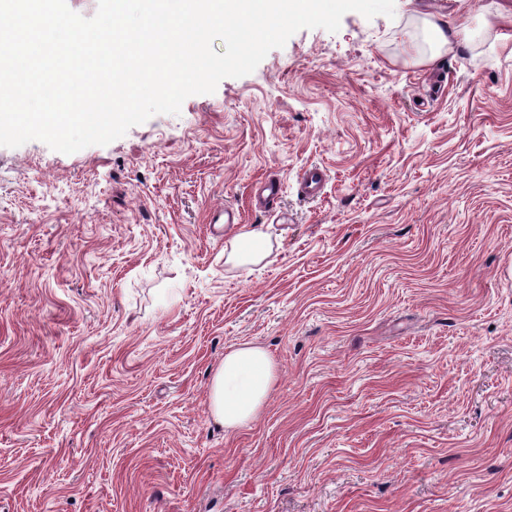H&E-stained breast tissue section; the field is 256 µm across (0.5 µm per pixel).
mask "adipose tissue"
Listing matches in <instances>:
<instances>
[{
    "label": "adipose tissue",
    "mask_w": 512,
    "mask_h": 512,
    "mask_svg": "<svg viewBox=\"0 0 512 512\" xmlns=\"http://www.w3.org/2000/svg\"><path fill=\"white\" fill-rule=\"evenodd\" d=\"M276 379L275 364L262 347L242 343L224 352L210 385V413L228 430L256 419Z\"/></svg>",
    "instance_id": "ef3b65f1"
}]
</instances>
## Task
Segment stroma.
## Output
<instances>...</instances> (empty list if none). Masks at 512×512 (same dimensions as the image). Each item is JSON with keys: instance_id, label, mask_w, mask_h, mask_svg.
<instances>
[{"instance_id": "stroma-1", "label": "stroma", "mask_w": 512, "mask_h": 512, "mask_svg": "<svg viewBox=\"0 0 512 512\" xmlns=\"http://www.w3.org/2000/svg\"><path fill=\"white\" fill-rule=\"evenodd\" d=\"M487 15L431 58L430 22ZM505 36L512 0H395L109 145L0 146V512H512ZM260 224L266 257L229 263ZM242 342L277 379L227 431ZM327 175L325 169L314 165L307 167L300 177V189L306 197H317L325 183ZM276 379L275 364L262 347L242 343L224 352L210 385V413L225 430L256 419Z\"/></svg>"}]
</instances>
